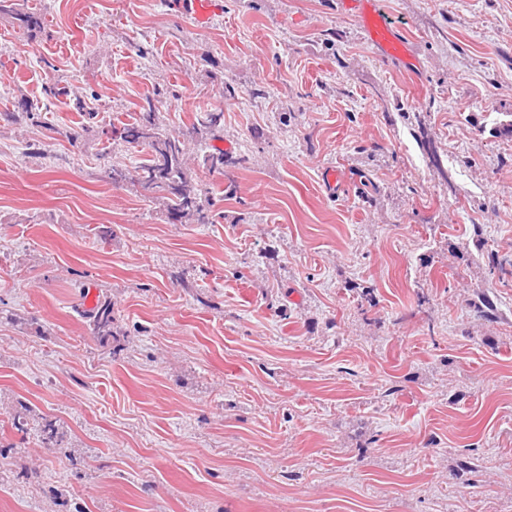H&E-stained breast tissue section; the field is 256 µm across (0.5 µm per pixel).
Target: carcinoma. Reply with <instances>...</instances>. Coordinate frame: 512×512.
<instances>
[{"label": "carcinoma", "instance_id": "1", "mask_svg": "<svg viewBox=\"0 0 512 512\" xmlns=\"http://www.w3.org/2000/svg\"><path fill=\"white\" fill-rule=\"evenodd\" d=\"M35 119L32 106L23 102L20 110L5 113L4 120L22 123ZM224 130V111L205 110L197 113L193 121L177 132L164 128L156 112L153 99H146L142 112L129 123L112 126L108 140L128 148L142 147L148 150V157L135 167V174L123 167L112 166V174L130 182L146 192L159 196L165 201L169 217L190 224L216 223L217 209L212 189L199 183L194 169L188 163V145L205 144L219 137ZM247 162L243 156L233 158L219 148H210L198 155V166L209 172H224L226 164ZM93 334L102 341L115 335L112 302L97 301L96 305L84 312ZM43 446L49 448L62 443L57 421L46 416L41 418L37 428Z\"/></svg>", "mask_w": 512, "mask_h": 512}]
</instances>
